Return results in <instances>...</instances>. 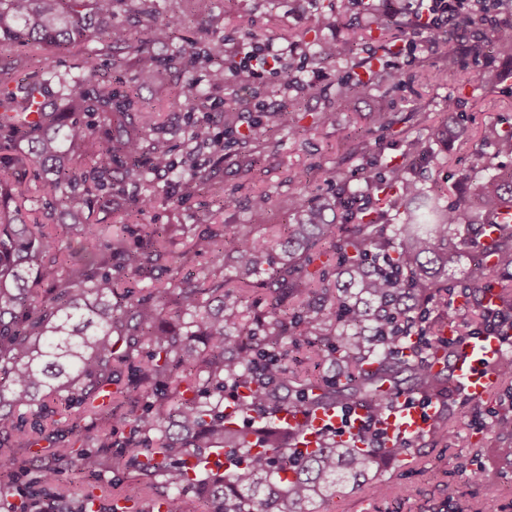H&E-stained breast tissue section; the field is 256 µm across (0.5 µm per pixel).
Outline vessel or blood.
<instances>
[{"label":"vessel or blood","instance_id":"1","mask_svg":"<svg viewBox=\"0 0 512 512\" xmlns=\"http://www.w3.org/2000/svg\"><path fill=\"white\" fill-rule=\"evenodd\" d=\"M504 357L498 337L484 335L462 342L457 351L454 385L462 388L472 402H481L495 387L497 376L494 368ZM436 411V405L425 406L401 395L392 403L384 427L393 438L415 436L430 424ZM276 417L278 422L300 433V448L311 451L320 443L322 435L338 427L341 412L331 409L302 414L282 410Z\"/></svg>","mask_w":512,"mask_h":512}]
</instances>
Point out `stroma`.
<instances>
[{"label":"stroma","mask_w":512,"mask_h":512,"mask_svg":"<svg viewBox=\"0 0 512 512\" xmlns=\"http://www.w3.org/2000/svg\"><path fill=\"white\" fill-rule=\"evenodd\" d=\"M154 4L161 13L179 15L181 24L172 41L155 47L167 69L160 77L142 83L140 94L153 109L149 136L166 140L174 160L189 155L206 159V150L191 142L189 127L194 121H204L211 124L214 135H223L222 112L228 106L235 108L244 125L258 117L260 109L281 105L289 110V123L301 128L292 136L273 127L258 148L230 140L223 162L208 166L201 194L186 200L178 197L169 176H153L149 187L153 201L140 221L171 226L167 250L179 261V274L229 277L230 270L222 261L208 253H195L192 247L198 237L220 227L230 233L265 236L269 247L263 268L279 267L284 257L282 231L291 221L289 203L298 192L290 180L293 172L307 170V190L314 196L335 191V183L323 177L324 169L330 167L350 183L361 181L362 160L348 155L342 144L350 130L367 131L370 142L380 143L389 158L406 154L411 140L426 136V154L414 160L412 175L423 186L442 191L444 204L452 206L459 200L457 188L464 178L479 174L484 128L512 125V60L493 55L490 47L464 53L463 70L440 82L433 75L442 64L441 47L403 38L404 51L396 59L402 80L340 106L336 82L349 71L351 62L343 58L331 65L319 64L313 58L312 43H359L374 27L372 15L346 9L342 0H154ZM246 34L259 41L275 38L277 46L288 51L289 67L301 66L306 73L318 74L320 94L305 99L287 91L282 73L269 70L249 86L231 83L209 90L203 100H186L181 92L187 78L185 60L177 55V47L212 39L233 45ZM15 55L25 75H39L51 67L77 76L84 66L80 48L48 54L21 47ZM488 66L499 72L493 85L478 89L466 85L469 72ZM381 97L391 102L395 112L394 125L383 132L370 124V112ZM325 112L332 113V120L322 121ZM444 123L458 131V138L448 143L428 139L429 128ZM258 193L269 194L273 204L257 220L249 205ZM220 197L233 198V206L216 209L214 201ZM425 311L431 332L448 320L458 325L465 337L484 328L482 316L471 308L463 311L433 301L426 304ZM496 370L498 383L480 404L465 402L456 389H444L434 419L445 424L446 438L437 439L433 430H426L414 438V461L378 462L373 474L376 482L386 486L385 495L374 496L362 482L343 489L322 505L321 512H479L488 499L495 512H512V458L504 460L495 453L502 444H512V435L496 436L482 428L489 415L512 417V352ZM479 465L496 473L494 483L481 485L473 480L471 472Z\"/></svg>","instance_id":"1"}]
</instances>
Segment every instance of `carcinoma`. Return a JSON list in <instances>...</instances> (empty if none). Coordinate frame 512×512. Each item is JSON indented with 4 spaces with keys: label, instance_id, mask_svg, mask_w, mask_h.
Wrapping results in <instances>:
<instances>
[{
    "label": "carcinoma",
    "instance_id": "1",
    "mask_svg": "<svg viewBox=\"0 0 512 512\" xmlns=\"http://www.w3.org/2000/svg\"><path fill=\"white\" fill-rule=\"evenodd\" d=\"M120 0H0V58L19 46L69 51L101 36L111 50L133 56L137 79L166 67L150 48L155 36L168 39L176 21L156 17L150 0H137L136 38L113 30ZM385 23L371 37L370 52L339 79L336 101L364 94L399 74L390 67ZM491 35L493 51L512 58V15L486 29L478 11L460 10L442 33L443 68L461 66L453 45L458 33ZM188 67L219 58L213 43L182 48ZM87 49L81 75L69 82L50 73L38 80L0 85V141L15 153L0 172V477L20 487L11 512H43L57 501L71 509L59 491L62 477L77 474L87 484L78 512H193L187 494L202 512H319L336 488L369 474L376 456L349 440H324L304 453L299 434L275 422L281 409L308 412L339 407L345 401L382 410L398 392V375L409 374L417 392L436 395L448 382L444 371L423 366L424 348L410 332L394 338L395 310H414L441 289L436 280L455 265L462 239L471 250L494 258L477 259L467 281L490 290L493 268L512 266V223L498 217L512 203V173L499 172L495 158L512 154V127H490L482 142L481 176L461 188L467 201L440 204L411 176L408 157L383 158L381 150L355 131L347 142L365 159L364 176L351 185L326 171L339 188L330 199L298 194L292 223L286 225L288 249L282 266L264 275L261 260L268 242L226 236L217 229L194 244L226 260L230 280L195 286L170 283L145 297L126 287L129 276L152 278L171 260L169 226L145 228V245L132 248L125 232L139 224L147 194L127 192L130 182H146L151 171L167 167L183 198L204 185L201 169L190 162L177 169L171 149L146 133L137 89H112ZM97 115L94 123L76 117ZM393 124L383 103L372 126ZM208 134L209 160H223L224 142ZM39 169L44 190L53 195L66 222L60 231L27 221L18 198L21 183L13 171ZM125 201L121 227L108 238L91 222L94 205ZM335 212L343 222L327 218ZM387 258L389 283L375 279L369 257ZM336 264L343 284L327 280ZM45 280L47 288L39 287ZM234 283V291L226 285ZM268 291L265 311L242 322L252 292ZM387 325L386 344L365 338ZM346 369L343 379L301 376L288 370L289 348L300 346ZM121 389L112 391V386ZM232 391L237 413H224L225 391ZM74 411L78 421L59 417ZM257 414L260 427L242 421ZM87 421L80 426L79 421ZM122 429L120 439L112 431ZM46 442L56 448L40 468L31 470L16 448ZM101 449L90 454L87 447ZM133 469L148 479L156 496L146 505L104 483L109 468Z\"/></svg>",
    "mask_w": 512,
    "mask_h": 512
}]
</instances>
